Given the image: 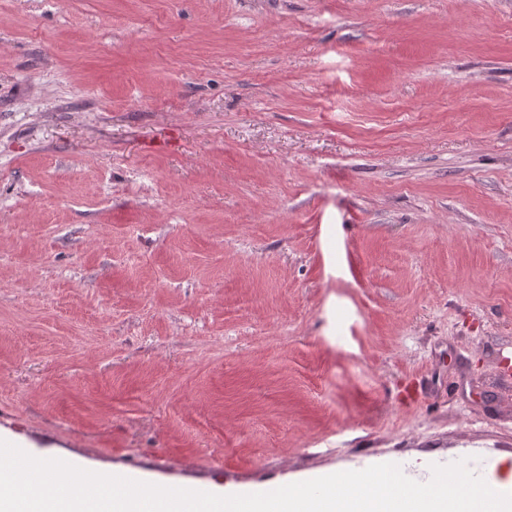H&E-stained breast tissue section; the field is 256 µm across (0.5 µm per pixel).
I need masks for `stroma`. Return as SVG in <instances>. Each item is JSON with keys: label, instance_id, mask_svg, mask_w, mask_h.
Returning <instances> with one entry per match:
<instances>
[{"label": "stroma", "instance_id": "1", "mask_svg": "<svg viewBox=\"0 0 512 512\" xmlns=\"http://www.w3.org/2000/svg\"><path fill=\"white\" fill-rule=\"evenodd\" d=\"M0 432L512 465V0H0Z\"/></svg>", "mask_w": 512, "mask_h": 512}]
</instances>
